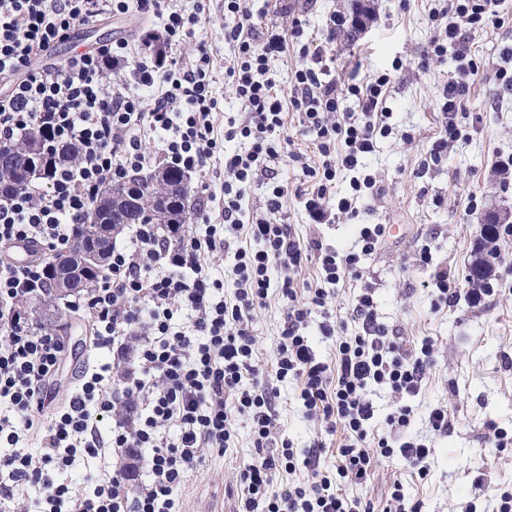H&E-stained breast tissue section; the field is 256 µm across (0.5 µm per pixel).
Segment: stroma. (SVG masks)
I'll list each match as a JSON object with an SVG mask.
<instances>
[{"label":"stroma","instance_id":"35a3bbf8","mask_svg":"<svg viewBox=\"0 0 512 512\" xmlns=\"http://www.w3.org/2000/svg\"><path fill=\"white\" fill-rule=\"evenodd\" d=\"M372 17L353 38L332 35L330 17L348 9L349 0H253L259 31L276 26L290 28L300 19L306 40L319 45L331 61L338 82L364 77L378 71L391 74L386 105L391 112L393 135L378 139L374 152L365 158L367 167L380 180L379 196L358 204L356 216H340L332 224L311 223L297 190L307 188V177L288 157L275 165L276 179L288 189L282 218L297 235H316L339 254L350 252L363 224H394L398 230L385 245L363 261V280H348L336 286L330 311L343 322V335H353L358 325L350 312L364 285H371L380 322L397 328L413 341L433 337L438 353L420 394L410 398L414 418L410 433L426 432L431 408L444 405L452 426L447 435L437 437L426 477L383 463L372 470L367 482L351 487L350 495L374 503L385 500L394 480L418 501L421 512H464L475 503L479 512H493L497 488L512 487V446L494 447L487 437L489 424L512 430V369L504 368L502 354H512V292L498 291L485 304L466 303L434 310L423 283L429 271L419 261L423 241L433 244L434 264L448 268L451 275L465 277L476 257L481 227L490 214L512 217V186L502 187L493 172L496 160L512 156V94H500L493 73L502 45L512 42V0H500L499 11L509 22L492 32L473 34L471 44L478 61L477 74L470 76V92L465 109L481 113L477 131L458 140L447 158L435 167L423 169L434 140L441 129L440 89L454 70L452 56L420 67L418 61L433 35L429 21L431 0H371ZM204 6L205 17L195 38L165 49L167 58L181 59L206 47L212 65V91L217 100L218 121L238 116L239 103L231 84L224 78V60L230 50L224 45V27L235 19L224 14V0H181L186 12ZM160 18L144 20L138 7L127 14L85 21L69 40L60 44L55 59L75 51L127 39L144 44L160 33ZM282 303L270 294L264 307L254 315L253 329L259 345L263 380L278 393L277 410L283 437L302 449L314 439H324L326 448L320 465L335 471L340 463L338 449L342 433L321 436L317 424L309 420L296 398V383L277 381L272 369L280 340ZM56 326L67 353L51 386L58 394L75 391L85 369H101L111 388L121 389L133 362L115 365L111 351L95 349L86 340L84 320L63 311ZM234 448L224 455L204 453L197 469L188 473L176 496L175 512H203L213 499H221L223 512H236L235 474L240 462L254 452L250 424L238 419ZM117 459L77 457L64 472L65 482L90 489L112 471Z\"/></svg>","mask_w":512,"mask_h":512}]
</instances>
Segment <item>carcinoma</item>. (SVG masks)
Returning a JSON list of instances; mask_svg holds the SVG:
<instances>
[{
    "label": "carcinoma",
    "instance_id": "carcinoma-1",
    "mask_svg": "<svg viewBox=\"0 0 512 512\" xmlns=\"http://www.w3.org/2000/svg\"><path fill=\"white\" fill-rule=\"evenodd\" d=\"M44 136L34 129L10 142L11 154L0 157V194L24 189L32 177L25 169V158L43 148ZM167 177L158 182L153 171L136 177L130 183L107 181L100 189L99 202L91 211L87 223L69 251L49 265L51 274L43 295V305L51 309L57 301V281L61 276L81 282L83 288L97 286L104 274L105 262L112 251L117 233L131 224H157L163 229L171 224H187L190 212L187 201L190 188H178L186 178L179 171H166ZM493 266L489 259L474 260L467 280L471 286H487Z\"/></svg>",
    "mask_w": 512,
    "mask_h": 512
}]
</instances>
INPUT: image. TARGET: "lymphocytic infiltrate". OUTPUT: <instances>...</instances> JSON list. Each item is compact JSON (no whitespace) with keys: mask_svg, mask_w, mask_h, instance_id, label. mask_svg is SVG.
Wrapping results in <instances>:
<instances>
[{"mask_svg":"<svg viewBox=\"0 0 512 512\" xmlns=\"http://www.w3.org/2000/svg\"><path fill=\"white\" fill-rule=\"evenodd\" d=\"M139 7L143 14L164 17L167 46L194 37L199 16L185 13L177 0H140ZM128 10V0H0V80L7 86L0 94V140L35 128L58 154L72 146L79 151L76 163L54 160L46 183H30L0 199V248L23 243L34 253L22 265L0 257V404L9 409L0 415V444L11 449L0 457V472L8 476L0 497L13 500L37 485L38 512H173L174 497L187 472L200 464L203 449L224 454L243 417L251 424L255 454L237 470L236 512H419L398 479L380 506L345 492L365 483L382 462L427 476L434 438L450 426L441 405L430 410L426 435L407 434L414 411L405 400L421 391L437 348L432 337L412 342L380 323L368 286L351 313L359 332L337 336L331 322L334 286L363 279L362 259L382 247L389 228L361 225L356 251L343 256L320 238H300L280 217L286 190L273 168L290 108L301 131L314 135L321 160L303 167L314 183L313 190L298 193L305 211L316 224L331 223L336 213L355 215L358 202L379 191L377 175L363 159L377 138L393 132L386 106L390 75L337 83L320 49L303 42L301 21H293L290 32L262 37L249 0H224L225 14L236 19L224 29L232 50L224 77L241 104V118L228 120L219 135L206 48L167 66L126 40L52 60L77 25ZM429 16L434 34L422 65L448 54L455 62L441 89L442 129L430 151L438 164L461 136L458 117L468 78L478 70L469 36L497 30L504 20L496 0H441ZM292 38L301 40L300 52L310 62L295 71L286 97L268 73ZM124 63L131 64L133 81L112 78V68ZM143 88L153 90L152 100L140 96ZM343 98L353 99L356 111H341ZM161 131L163 164L202 174L214 156L223 155L218 205L224 221L201 233L185 226L171 238L153 224L133 226L129 245L113 248L97 288L78 291L68 306L89 317L95 348L121 360L134 358L140 372L117 394L100 372L84 371L80 388L46 416L47 386L67 346L62 336L31 323L17 305L42 292L48 278L42 254L72 243L103 183L128 180L150 167L143 142ZM235 140L249 141L248 151L225 152V143ZM343 173L351 176L349 189L338 195L336 180ZM260 175L269 180V191L262 212L249 217L243 201ZM228 251L236 276L230 296L209 269L214 255ZM419 254L432 269L426 286L435 308L476 306L488 296V289L460 287L447 269L435 266L430 245H422ZM310 263L317 266L316 280L299 284L292 270ZM273 290L283 302L275 376L296 380L306 416L325 433L343 431V463L336 472L320 467L322 440L299 450L277 437V395L258 379L252 327L255 311ZM315 313L322 318V335L336 340L333 362L320 360L304 334ZM376 386L387 387L400 404L386 418L387 433L375 438L369 391ZM119 400L127 410L116 416L112 410ZM107 415L112 434L106 438L98 424ZM26 440L38 441L42 454L21 451ZM108 449L123 462L93 489L61 481L77 455L94 457ZM298 470L302 481L276 490L280 472Z\"/></svg>","mask_w":512,"mask_h":512,"instance_id":"1","label":"lymphocytic infiltrate"}]
</instances>
